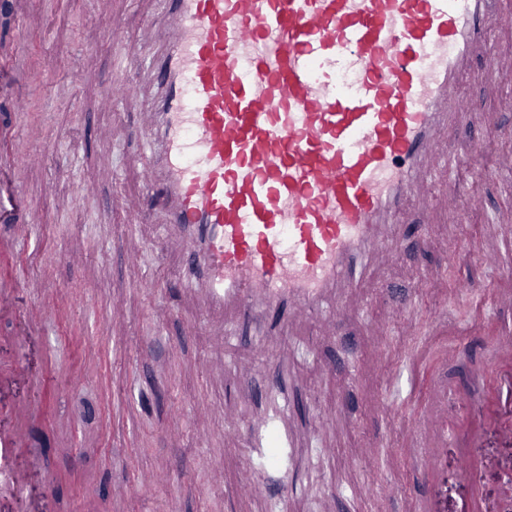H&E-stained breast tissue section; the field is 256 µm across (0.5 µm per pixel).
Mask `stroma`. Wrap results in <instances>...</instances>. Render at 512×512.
<instances>
[{
  "mask_svg": "<svg viewBox=\"0 0 512 512\" xmlns=\"http://www.w3.org/2000/svg\"><path fill=\"white\" fill-rule=\"evenodd\" d=\"M41 8L46 26L29 31L27 54L70 52L82 55L83 64L50 84L28 88L27 120L44 127L60 155L21 176L37 202L39 236L25 252L0 256V277L22 274L42 289L83 295L87 301L66 319L48 321L21 339L15 332L22 320L0 318V429L13 427V408L41 406V418L32 426L33 446L17 453L14 464L27 467L36 451L54 477L48 486L33 474L24 498L0 495V512H83L89 500L97 512H226V493L241 474L246 449L242 436L225 437L224 416L232 413L248 422L257 411L251 389L230 397L226 388L232 378L273 369L288 375L298 397L297 412L288 419L300 441L292 512H374L369 487L386 476L398 486L388 512H418L420 462L401 451L376 406L406 396L415 411H423L428 387L444 379L448 426L456 429L469 422L472 407L496 401L499 367L492 339L484 338L479 351L474 337L454 330L471 323L479 303L493 301L512 282V246L504 247L501 267L492 275L477 259L450 260L444 247L452 237L469 245L489 242L487 215L512 213V190L491 179L458 176V190L476 203L468 221L436 228L429 248L404 246L366 280L365 309H349L334 335L286 331L268 338L263 351L245 336L219 343L204 329L195 301L178 288L176 257L148 247L136 263L127 260L126 226L136 225L146 238L152 226L134 222L121 205L143 186L133 162L136 147L127 138L128 113L104 107L101 93L123 57L144 45L148 0H115L108 18L81 0L67 6L43 0ZM111 19L123 32L122 42L112 40ZM468 92L478 110L495 113L500 136L490 138L485 127L475 126L450 139L448 150L482 145V161L490 168L501 141L512 140V109L502 108L483 87L472 85ZM72 167L97 182L95 197L72 198ZM114 169L119 177H111ZM76 248L84 251L85 264L68 261ZM414 271L431 278L413 283ZM145 280L164 285V294L144 291ZM464 282L478 286L477 300L458 293ZM129 336H152L156 342L114 356L115 342ZM427 344L433 351L413 383L394 385L392 375L403 369L404 353ZM455 347L462 350L457 359L448 355ZM376 352L385 355L387 368L365 367ZM90 355L100 367L97 383L68 386L59 380L58 368L78 370ZM17 364L26 377H4V370ZM314 432L334 446L332 456L316 451ZM456 457L450 447L441 461L436 488L443 512H459L462 500L475 493L500 503L499 474L462 478ZM160 469L173 473L169 484L113 508L112 492Z\"/></svg>",
  "mask_w": 512,
  "mask_h": 512,
  "instance_id": "stroma-1",
  "label": "stroma"
}]
</instances>
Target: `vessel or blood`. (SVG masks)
I'll use <instances>...</instances> for the list:
<instances>
[{"mask_svg":"<svg viewBox=\"0 0 512 512\" xmlns=\"http://www.w3.org/2000/svg\"><path fill=\"white\" fill-rule=\"evenodd\" d=\"M145 26L166 33L164 49L128 54L104 90L107 102L148 113L128 131L147 162L141 168L142 213L159 216L151 247L182 249L184 285L200 294L212 336H240L263 322L264 333L315 323L329 331L347 299L390 255L395 241L430 240L431 213L464 222L473 199L454 188L458 174L482 178L479 150L451 153L449 133L491 125L458 85L477 48H485L482 83L512 107V5L505 0H159ZM74 54L31 63L24 50L0 68L14 87L0 123L10 126V162H0V252L27 249L35 229L32 198L18 167H42L58 146L29 126L27 80L77 69ZM152 77L158 92L143 99L126 74ZM444 183L414 217L408 200ZM56 293L32 303L30 326L65 314ZM504 365L499 407L482 421L512 443V336L499 337ZM274 407L249 425L247 474L232 488L238 500L280 494L270 512H288L294 484V440L283 419L292 409L284 383L269 385ZM447 388L432 391L428 411L379 404L405 449L420 451L432 477L441 448L465 442L449 431L440 406ZM28 410L0 430V483L21 491L28 471L14 469L25 444ZM458 470H512V458L462 455Z\"/></svg>","mask_w":512,"mask_h":512,"instance_id":"obj_1","label":"vessel or blood"}]
</instances>
